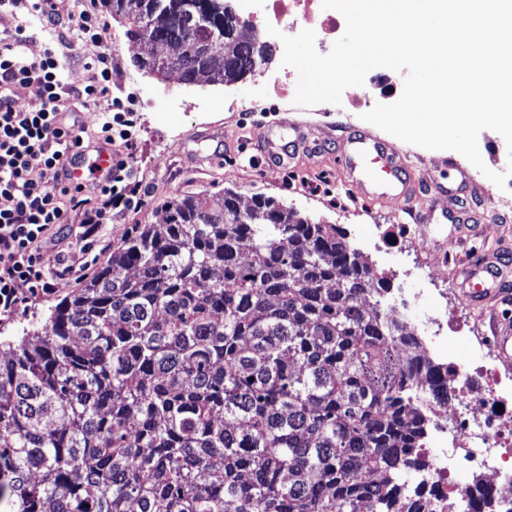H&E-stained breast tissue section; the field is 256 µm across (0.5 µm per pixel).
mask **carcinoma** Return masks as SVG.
<instances>
[{
    "label": "carcinoma",
    "mask_w": 512,
    "mask_h": 512,
    "mask_svg": "<svg viewBox=\"0 0 512 512\" xmlns=\"http://www.w3.org/2000/svg\"><path fill=\"white\" fill-rule=\"evenodd\" d=\"M205 2L105 5L132 42L167 13L153 34H184L187 84L254 74L253 42ZM388 290L338 224L231 190L219 208L171 200L0 342L3 512H427L416 449L439 364L403 355L414 333Z\"/></svg>",
    "instance_id": "1"
}]
</instances>
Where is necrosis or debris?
Returning a JSON list of instances; mask_svg holds the SVG:
<instances>
[{"instance_id": "obj_1", "label": "necrosis or debris", "mask_w": 512, "mask_h": 512, "mask_svg": "<svg viewBox=\"0 0 512 512\" xmlns=\"http://www.w3.org/2000/svg\"><path fill=\"white\" fill-rule=\"evenodd\" d=\"M300 20L328 38L345 25L340 13L322 9L321 0H257L249 33L260 41L268 27L289 29ZM498 362L496 349L485 339L470 358L442 363L432 379L436 389L451 391L455 400L425 408L431 423L425 455L438 489L431 512H449L452 498L463 492L450 465L456 451L478 465L492 456L512 469V390L502 387Z\"/></svg>"}]
</instances>
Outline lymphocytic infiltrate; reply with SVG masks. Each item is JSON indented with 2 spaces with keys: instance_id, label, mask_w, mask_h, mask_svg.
<instances>
[{
  "instance_id": "lymphocytic-infiltrate-1",
  "label": "lymphocytic infiltrate",
  "mask_w": 512,
  "mask_h": 512,
  "mask_svg": "<svg viewBox=\"0 0 512 512\" xmlns=\"http://www.w3.org/2000/svg\"><path fill=\"white\" fill-rule=\"evenodd\" d=\"M50 22L56 38L39 58H23L25 30L0 35V314L24 309L38 293L52 291L56 280L73 278L77 269L68 256L46 265L38 244L50 226L79 224L81 243L92 242L113 214L138 208L141 184L132 159L137 148L136 95L112 93L115 65L100 53L87 65L92 76L80 89L67 88L59 48L69 42L71 27L84 39L103 43L107 25L98 0H87L79 15H66L59 0H9ZM81 106H103L99 138L117 147L120 159L109 175L85 183L71 180L69 168L83 163L90 146L65 116L71 99ZM95 198H88V191Z\"/></svg>"
}]
</instances>
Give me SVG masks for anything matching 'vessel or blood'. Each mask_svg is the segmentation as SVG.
<instances>
[{
  "mask_svg": "<svg viewBox=\"0 0 512 512\" xmlns=\"http://www.w3.org/2000/svg\"><path fill=\"white\" fill-rule=\"evenodd\" d=\"M339 163L353 172L358 182L368 185L372 194L390 198H400L405 194L397 152L369 135L349 139ZM464 275L466 297L474 310L485 312L500 297L493 273L483 259L473 258L468 261Z\"/></svg>",
  "mask_w": 512,
  "mask_h": 512,
  "instance_id": "1",
  "label": "vessel or blood"
}]
</instances>
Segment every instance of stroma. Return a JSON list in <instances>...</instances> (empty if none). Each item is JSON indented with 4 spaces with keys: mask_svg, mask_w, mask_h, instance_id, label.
Segmentation results:
<instances>
[{
    "mask_svg": "<svg viewBox=\"0 0 512 512\" xmlns=\"http://www.w3.org/2000/svg\"><path fill=\"white\" fill-rule=\"evenodd\" d=\"M20 27L28 35L20 48L22 55L39 57L50 41L49 32L25 8L0 10V34ZM108 32L110 39L104 46L73 36V56L66 62L64 79L76 88L88 84L92 73L86 64L105 50L121 74L137 78L138 149L133 166L142 184L143 204L102 225L96 241L82 250L74 246L77 225L52 227L40 247L46 262H53L63 250L76 264L87 265L88 276H95L126 238L144 225L162 224L167 201L205 192L218 203L228 189L242 201L269 196L301 215L345 228L351 246L386 274L395 297L418 301L421 310L444 320L473 315L460 293L448 289L458 260L478 252L507 261L504 274L512 282V212L497 211L494 199L499 188L462 155L403 142L363 121L356 112H312L289 101L280 106L283 126L276 142L287 144L301 132L307 143L289 156L287 169L257 167L254 158L261 155L263 140L255 125L261 116L248 109L226 111L224 101L234 98L247 106L268 103L265 79L280 72L283 56L277 37L269 39L274 46L271 60L254 75L230 84L188 86L174 75L161 80L139 70L133 60L147 56V47L130 42L117 22H109ZM403 82V73L376 68L356 93L372 106L391 103L400 97ZM364 131L398 152L408 181L417 188L411 199L381 204L364 198V186L338 166L346 139ZM204 133L209 141L199 142ZM378 224L413 225L422 247L433 253V264L423 266L407 244L381 246L374 230ZM79 288L71 279L56 281L53 292L33 298L26 309L0 315V338L18 337L23 326L44 319L51 306Z\"/></svg>",
    "mask_w": 512,
    "mask_h": 512,
    "instance_id": "35a3bbf8",
    "label": "stroma"
}]
</instances>
